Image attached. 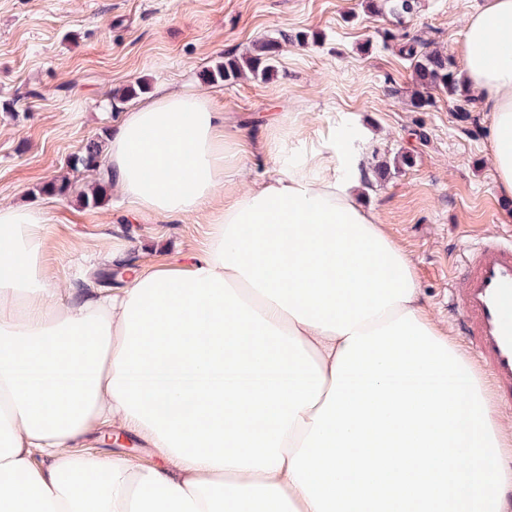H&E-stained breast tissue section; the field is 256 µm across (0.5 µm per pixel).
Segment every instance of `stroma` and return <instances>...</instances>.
<instances>
[{
	"label": "stroma",
	"mask_w": 512,
	"mask_h": 512,
	"mask_svg": "<svg viewBox=\"0 0 512 512\" xmlns=\"http://www.w3.org/2000/svg\"><path fill=\"white\" fill-rule=\"evenodd\" d=\"M486 2L420 0L406 30L460 56L466 21ZM393 27L361 0H0V205L45 211V264L62 288L116 246L145 264L160 250L197 252L209 231L198 218L136 217L114 193L87 207L43 187L68 173L87 139L162 88L205 94L223 112L225 134L244 151L242 188L277 174L262 150L269 118L294 113L295 127L276 133L285 152L309 154L345 132L366 165L411 154L385 181H365L362 199L409 257L431 324L457 344L456 260L485 234L512 230V200L495 189L484 107L461 119L457 100L437 91L432 107L414 111L410 63L382 41ZM298 31L308 40L282 44L269 79L204 82L225 55ZM137 82L145 93L112 104Z\"/></svg>",
	"instance_id": "obj_1"
}]
</instances>
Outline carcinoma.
Segmentation results:
<instances>
[{"label":"carcinoma","mask_w":512,"mask_h":512,"mask_svg":"<svg viewBox=\"0 0 512 512\" xmlns=\"http://www.w3.org/2000/svg\"><path fill=\"white\" fill-rule=\"evenodd\" d=\"M364 7L374 13L388 12L400 27L416 9L418 0H363ZM385 38L400 41L399 53L411 62L412 78L415 90L411 105L416 110H424L433 105L431 91L440 89L450 97L463 101L458 111L462 119H468V106L476 98L463 90L459 65L447 51L430 47V43L417 38L407 37V33L385 32ZM280 41L274 38L264 39L253 44L252 49L243 55H228L224 60L205 72L210 82H235L240 79H267L275 68ZM103 141L91 138L80 148L70 161L73 172H91L95 180L90 184L79 185L68 176L51 180L43 191L63 197H74L85 206H97L112 191V179L108 177L103 164Z\"/></svg>","instance_id":"obj_1"}]
</instances>
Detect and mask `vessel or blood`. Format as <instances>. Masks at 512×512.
Returning <instances> with one entry per match:
<instances>
[{
	"mask_svg": "<svg viewBox=\"0 0 512 512\" xmlns=\"http://www.w3.org/2000/svg\"><path fill=\"white\" fill-rule=\"evenodd\" d=\"M448 310L476 365L512 412V239L493 232L465 250L448 285Z\"/></svg>",
	"mask_w": 512,
	"mask_h": 512,
	"instance_id": "vessel-or-blood-1",
	"label": "vessel or blood"
}]
</instances>
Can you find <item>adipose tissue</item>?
<instances>
[{"mask_svg": "<svg viewBox=\"0 0 512 512\" xmlns=\"http://www.w3.org/2000/svg\"><path fill=\"white\" fill-rule=\"evenodd\" d=\"M462 54L510 199L512 0L470 16ZM265 150L278 175L216 208L242 155L209 98L123 113L113 191L140 215H202L208 243L63 304L45 212L0 206V512H500L512 471L482 382L362 202L360 157L340 137L294 162L278 138ZM225 370L268 382L213 383ZM121 433L157 463L82 449Z\"/></svg>", "mask_w": 512, "mask_h": 512, "instance_id": "adipose-tissue-1", "label": "adipose tissue"}]
</instances>
